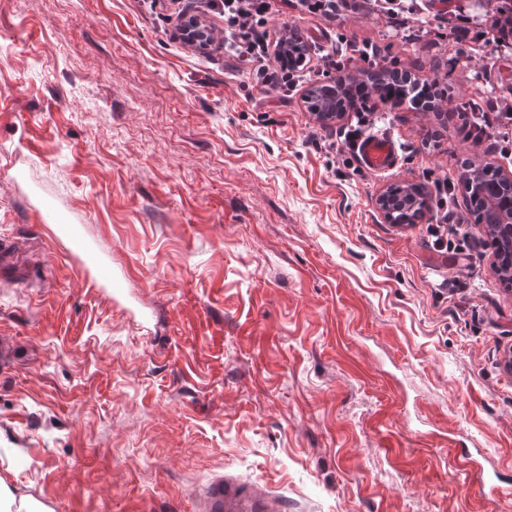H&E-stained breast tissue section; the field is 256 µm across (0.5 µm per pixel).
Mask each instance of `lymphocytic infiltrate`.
Returning a JSON list of instances; mask_svg holds the SVG:
<instances>
[{"mask_svg": "<svg viewBox=\"0 0 512 512\" xmlns=\"http://www.w3.org/2000/svg\"><path fill=\"white\" fill-rule=\"evenodd\" d=\"M224 16V50L235 58L243 70L264 92L276 94L279 101L295 95L299 86L329 76L344 78L350 61L360 60L365 68L381 67L403 72L407 66L390 54V41L422 43L433 51H443L461 58L467 55L472 30L482 22L465 13L462 0H447L439 10L438 19L453 31L451 40L442 33L419 25L415 11L419 0H353L354 10L380 14L387 19L388 44L370 41L357 42L344 33H337L332 50L318 54L314 65L288 69L278 54V47L286 38L287 29H275L272 19L276 13L275 0H220ZM498 123V149L501 156H512V104L500 97L488 99L486 108L461 117L460 135L464 141L480 145L491 123Z\"/></svg>", "mask_w": 512, "mask_h": 512, "instance_id": "lymphocytic-infiltrate-1", "label": "lymphocytic infiltrate"}]
</instances>
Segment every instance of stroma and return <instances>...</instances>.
<instances>
[{"mask_svg": "<svg viewBox=\"0 0 512 512\" xmlns=\"http://www.w3.org/2000/svg\"><path fill=\"white\" fill-rule=\"evenodd\" d=\"M181 11L204 0H0V478L49 512H206L227 476L281 512H512V485L489 490L512 474V288L458 186L463 159L498 154L407 105L376 126L394 169L315 149L335 129L176 40ZM274 23L320 49L385 33L345 8ZM393 52L459 99L512 87V59ZM444 176L465 288L430 221L375 205ZM46 206L111 285L87 294ZM41 217L44 221L55 224L61 231L67 233L71 239V251L75 254L85 255L88 251V247L83 239L74 231L71 224H68L67 218L63 213L50 211L45 209L41 213Z\"/></svg>", "mask_w": 512, "mask_h": 512, "instance_id": "1", "label": "stroma"}]
</instances>
